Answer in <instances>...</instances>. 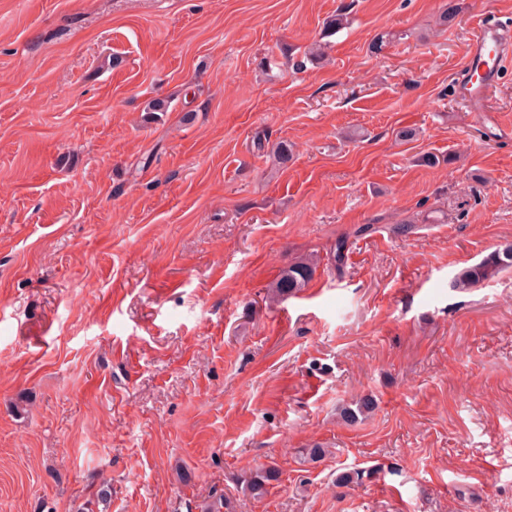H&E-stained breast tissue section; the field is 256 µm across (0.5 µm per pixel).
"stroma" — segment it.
<instances>
[{
	"mask_svg": "<svg viewBox=\"0 0 512 512\" xmlns=\"http://www.w3.org/2000/svg\"><path fill=\"white\" fill-rule=\"evenodd\" d=\"M484 13L0 0V512H512V272L449 286L512 242V58L455 91ZM318 266L316 257L309 255L297 257L284 267L269 291L272 301L283 300L306 288L312 281ZM375 409V403L372 397L364 395L355 402L342 405L339 408V414L342 421L347 423H356L360 418H366ZM279 471L274 466L261 468L243 479V490L254 497H259L266 491L267 485L278 479Z\"/></svg>",
	"mask_w": 512,
	"mask_h": 512,
	"instance_id": "stroma-1",
	"label": "stroma"
}]
</instances>
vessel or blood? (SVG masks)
Instances as JSON below:
<instances>
[{"label":"vessel or blood","mask_w":512,"mask_h":512,"mask_svg":"<svg viewBox=\"0 0 512 512\" xmlns=\"http://www.w3.org/2000/svg\"><path fill=\"white\" fill-rule=\"evenodd\" d=\"M512 56V28L492 20L482 21L469 46L464 74L456 93L470 103L483 99L497 82L504 59Z\"/></svg>","instance_id":"obj_1"}]
</instances>
